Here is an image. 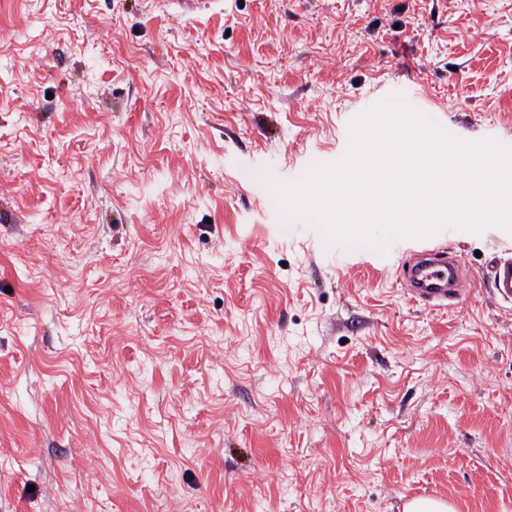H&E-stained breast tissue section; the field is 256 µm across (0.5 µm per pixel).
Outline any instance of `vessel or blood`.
I'll return each instance as SVG.
<instances>
[{
    "label": "vessel or blood",
    "instance_id": "b4317fda",
    "mask_svg": "<svg viewBox=\"0 0 512 512\" xmlns=\"http://www.w3.org/2000/svg\"><path fill=\"white\" fill-rule=\"evenodd\" d=\"M488 279L496 296L512 300V261L493 262ZM404 284L411 298L428 304L457 298L463 286L454 263L444 254L433 252L408 265Z\"/></svg>",
    "mask_w": 512,
    "mask_h": 512
}]
</instances>
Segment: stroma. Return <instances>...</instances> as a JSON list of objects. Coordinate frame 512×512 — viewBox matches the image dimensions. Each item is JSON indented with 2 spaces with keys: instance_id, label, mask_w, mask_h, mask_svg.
<instances>
[{
  "instance_id": "1",
  "label": "stroma",
  "mask_w": 512,
  "mask_h": 512,
  "mask_svg": "<svg viewBox=\"0 0 512 512\" xmlns=\"http://www.w3.org/2000/svg\"><path fill=\"white\" fill-rule=\"evenodd\" d=\"M410 88L512 148V0H0V512H512V232L277 193ZM420 260L410 263L404 273V284L413 299L427 304L457 298L463 281L455 273V264L442 253L424 252ZM488 279L496 296L512 300V261H494Z\"/></svg>"
}]
</instances>
